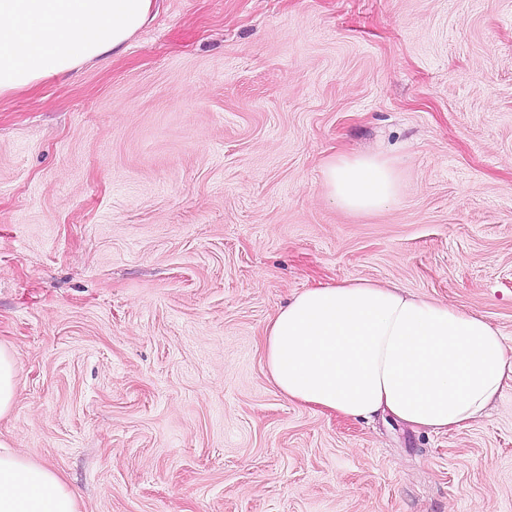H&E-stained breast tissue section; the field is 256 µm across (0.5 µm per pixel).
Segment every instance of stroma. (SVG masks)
<instances>
[{
  "mask_svg": "<svg viewBox=\"0 0 512 512\" xmlns=\"http://www.w3.org/2000/svg\"><path fill=\"white\" fill-rule=\"evenodd\" d=\"M338 153L397 200L332 202ZM356 278L512 346V0H160L123 54L0 97V439L81 512H512V385L441 435L272 385L279 308ZM323 178L332 201L350 212L381 210L399 194L393 167L378 156L333 155L325 164ZM16 364L12 349L0 344V419L9 417L15 405L18 390Z\"/></svg>",
  "mask_w": 512,
  "mask_h": 512,
  "instance_id": "obj_1",
  "label": "stroma"
}]
</instances>
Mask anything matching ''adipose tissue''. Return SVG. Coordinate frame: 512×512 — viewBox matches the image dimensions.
I'll return each instance as SVG.
<instances>
[{
    "label": "adipose tissue",
    "instance_id": "obj_1",
    "mask_svg": "<svg viewBox=\"0 0 512 512\" xmlns=\"http://www.w3.org/2000/svg\"><path fill=\"white\" fill-rule=\"evenodd\" d=\"M156 0H0V96L120 55ZM332 201L378 211L399 194L378 156L335 155ZM269 379L289 401L345 419L387 413L442 434L486 415L512 383V347L484 316L366 279L296 295L265 330ZM0 512H81L65 478L0 441Z\"/></svg>",
    "mask_w": 512,
    "mask_h": 512
}]
</instances>
